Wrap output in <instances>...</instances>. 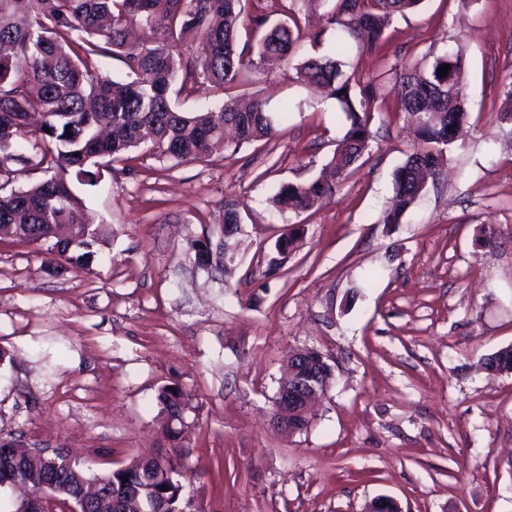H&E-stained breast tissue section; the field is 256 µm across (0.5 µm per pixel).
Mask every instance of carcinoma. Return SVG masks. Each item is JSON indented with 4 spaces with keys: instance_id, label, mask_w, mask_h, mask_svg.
<instances>
[{
    "instance_id": "cac0c4a2",
    "label": "carcinoma",
    "mask_w": 512,
    "mask_h": 512,
    "mask_svg": "<svg viewBox=\"0 0 512 512\" xmlns=\"http://www.w3.org/2000/svg\"><path fill=\"white\" fill-rule=\"evenodd\" d=\"M321 44L336 32L332 54L303 50L290 23L269 22L265 14L244 16L242 0H0V240L47 245L49 263L64 260L89 266L105 242V225L95 223L74 184L100 182L102 160H131L137 150L178 163L206 162L226 148L268 140L288 119L284 104L243 101L237 90L257 69L296 62L297 79L336 101L348 125L332 158L309 180L286 182L270 198L280 209L306 212L336 195L348 170L368 150L369 114L380 83L395 81L400 111L411 116L417 147L397 169L394 200L381 216L399 224L425 188L437 155L455 142L454 128L468 119L462 52L449 50L416 62L396 60L366 81L342 60L349 41L365 52L383 48L385 31L397 15L422 0H331ZM246 41H241V34ZM116 57L123 79L103 73L93 57ZM448 64V74L437 70ZM206 87L224 94L216 109L187 113L170 96L174 85ZM37 159L50 176L25 188L7 189L12 163ZM196 259L224 269L223 244L203 243ZM486 366L512 370V346L487 359ZM166 432L180 437L189 395L174 383L158 389ZM128 476L127 482L121 477ZM27 486L60 499L86 503L88 512H201L187 490L180 462L142 456L97 474L87 463L57 450L20 451L0 438V487ZM168 490H162V487Z\"/></svg>"
}]
</instances>
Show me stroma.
I'll use <instances>...</instances> for the list:
<instances>
[{
  "label": "stroma",
  "mask_w": 512,
  "mask_h": 512,
  "mask_svg": "<svg viewBox=\"0 0 512 512\" xmlns=\"http://www.w3.org/2000/svg\"><path fill=\"white\" fill-rule=\"evenodd\" d=\"M321 28L319 0H262ZM462 49L469 120L401 223H381L415 136L385 83L370 147L318 208L277 211L284 182L316 176L345 119L296 80L260 71L248 96L297 104L269 140L203 163L138 152L77 186L109 228L90 266L49 264L0 242V437L65 448L102 473L181 451L204 512H361L377 496L403 512H512V372L482 362L512 345V0H424L395 17L381 52L345 60L371 78L394 58ZM238 200L234 272L194 264ZM296 235L292 250L278 242ZM314 347L334 379L307 429L272 411L291 351ZM191 395L172 440L156 403Z\"/></svg>",
  "instance_id": "1"
}]
</instances>
